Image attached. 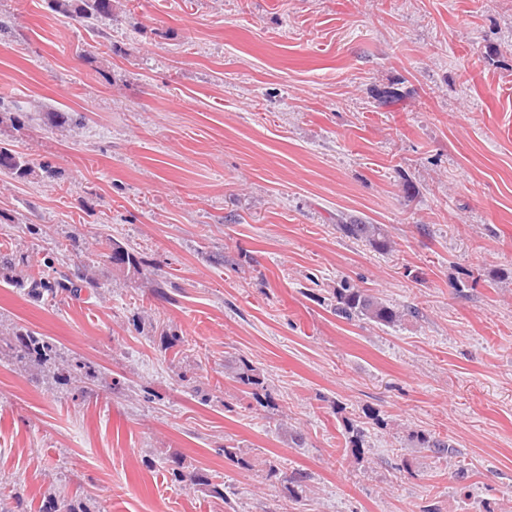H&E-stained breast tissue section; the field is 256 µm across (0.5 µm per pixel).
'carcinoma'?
<instances>
[{
	"label": "carcinoma",
	"mask_w": 512,
	"mask_h": 512,
	"mask_svg": "<svg viewBox=\"0 0 512 512\" xmlns=\"http://www.w3.org/2000/svg\"><path fill=\"white\" fill-rule=\"evenodd\" d=\"M48 5L57 13L77 20L87 27L98 29V33L102 35L106 34V31L99 28V23L112 19L115 10L114 0H48ZM40 170L49 172V165L37 164L11 145L0 143V172L5 171L18 179H28L38 176ZM337 228L344 237L361 242L377 252H390L394 248V241L382 224H372L350 216L340 220ZM105 257L114 269L134 275L143 274L147 265L143 257L129 251L120 241L114 239L109 241ZM1 275L21 288L33 302L41 301L46 294L55 296L61 293L77 298L85 289L100 287L95 271L85 264H75L74 273L71 275L60 272L51 277L45 271L34 268L27 256H18L12 252H0ZM335 299L336 315L346 320L357 318L379 326L393 327L405 316L416 314L414 309L399 310L363 289L347 285L336 289ZM11 340L18 358L37 361L57 381L67 384L79 381L71 366L59 363L57 346L45 337L24 326H16L12 329ZM233 378L252 388L260 385L254 369L248 364L235 370ZM418 441L442 457L455 453V449L445 438L422 434Z\"/></svg>",
	"instance_id": "carcinoma-1"
}]
</instances>
